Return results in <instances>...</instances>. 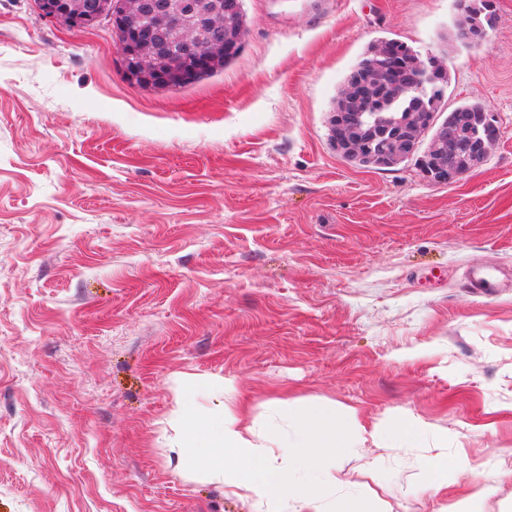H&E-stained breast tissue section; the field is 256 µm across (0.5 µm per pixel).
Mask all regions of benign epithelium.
Instances as JSON below:
<instances>
[{
	"mask_svg": "<svg viewBox=\"0 0 512 512\" xmlns=\"http://www.w3.org/2000/svg\"><path fill=\"white\" fill-rule=\"evenodd\" d=\"M38 13L71 27L98 22L105 15L104 0H67L62 6L39 0ZM112 34L122 56L133 59V71L125 76L133 84L156 81L164 89L181 88L215 71L224 47L230 45L228 30L243 40L246 33L241 0H113ZM439 60L430 54L416 61L413 74L404 76L389 65L377 73L362 67L365 81L351 84L345 99L355 109L353 117L338 112L334 121L346 146L365 149L379 138L378 155L382 162L411 155L418 146L419 132H432L436 147L429 156V170L439 184H454L469 172L468 164H478L500 138V128L490 113L479 115L483 136L462 139L448 131L436 113L425 112L421 99L414 97L417 83H433L439 76ZM386 77L408 99L410 111L393 123L378 121L367 125L361 109L382 108L385 101L376 96L373 86Z\"/></svg>",
	"mask_w": 512,
	"mask_h": 512,
	"instance_id": "benign-epithelium-1",
	"label": "benign epithelium"
}]
</instances>
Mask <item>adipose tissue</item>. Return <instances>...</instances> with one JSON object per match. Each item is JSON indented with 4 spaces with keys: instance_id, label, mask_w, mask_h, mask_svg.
I'll use <instances>...</instances> for the list:
<instances>
[{
    "instance_id": "obj_1",
    "label": "adipose tissue",
    "mask_w": 512,
    "mask_h": 512,
    "mask_svg": "<svg viewBox=\"0 0 512 512\" xmlns=\"http://www.w3.org/2000/svg\"><path fill=\"white\" fill-rule=\"evenodd\" d=\"M204 384L202 378L187 376L174 412L178 431L171 449L181 475L222 481L271 508L293 501L308 512H388L375 498L346 492L350 479L344 461L354 434L363 430L356 410L323 401L280 403L288 430L268 427L267 444L259 447L248 438L237 412L222 405L204 414L190 402L191 392ZM470 468L465 452L436 456L424 469L426 484L440 492Z\"/></svg>"
}]
</instances>
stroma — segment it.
<instances>
[{
	"instance_id": "35a3bbf8",
	"label": "stroma",
	"mask_w": 512,
	"mask_h": 512,
	"mask_svg": "<svg viewBox=\"0 0 512 512\" xmlns=\"http://www.w3.org/2000/svg\"><path fill=\"white\" fill-rule=\"evenodd\" d=\"M223 71L130 85L111 29L0 0V512H259L177 475L178 382L247 404L263 444L277 399L355 409L349 493L447 512L431 456L464 449L476 512H512V0L487 42H453L454 0H245ZM443 51L445 102L501 136L452 185L414 164L358 169L330 106L373 41ZM233 388L222 393L224 381ZM422 445L374 438L405 414ZM468 288H470L471 293L475 296H486L497 286L485 269L475 267L469 273Z\"/></svg>"
}]
</instances>
